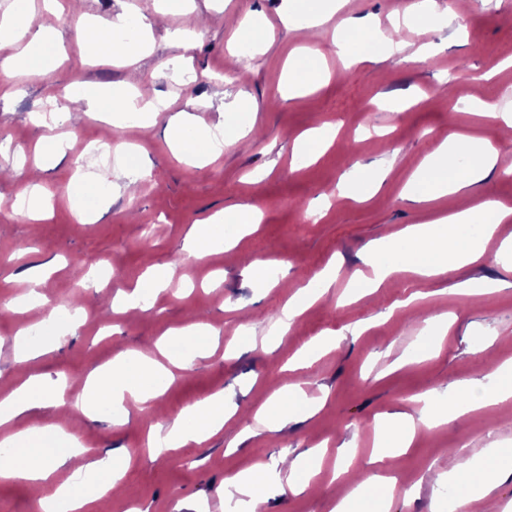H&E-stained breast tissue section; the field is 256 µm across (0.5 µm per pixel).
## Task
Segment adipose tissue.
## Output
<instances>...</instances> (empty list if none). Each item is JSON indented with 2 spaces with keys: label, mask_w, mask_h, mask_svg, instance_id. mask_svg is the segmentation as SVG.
Wrapping results in <instances>:
<instances>
[{
  "label": "adipose tissue",
  "mask_w": 512,
  "mask_h": 512,
  "mask_svg": "<svg viewBox=\"0 0 512 512\" xmlns=\"http://www.w3.org/2000/svg\"><path fill=\"white\" fill-rule=\"evenodd\" d=\"M48 19L35 22L28 0H12L0 14V47L19 46L9 56L7 65L16 71L53 64L60 48L58 31L52 24L54 7H47ZM325 55L320 48L310 47L290 55L279 89L285 98L293 99L323 84L328 79ZM165 101L144 97L117 86L101 88L92 84L73 85L63 103L53 104L40 123L59 122L72 113H108L112 116L150 115L166 111ZM168 135L178 155L200 165L235 145V138L217 140L210 130L187 121H173ZM499 151L490 143L450 131L426 158L414 176L408 193L415 201L454 199L448 214L431 224L408 227L396 239L386 238L367 245L362 254L367 276L355 280L358 288L375 290L390 274L401 267H411L428 275H443L456 269L484 262L486 245L499 225L512 221V208L487 200L472 206L461 202L463 190L481 182L493 170ZM261 212L254 206L228 209L194 225L188 242L189 251L204 258L224 248L228 224L243 227L260 223ZM216 327L208 323H192L169 332L160 348L166 357L158 362L150 355L138 353L115 358L111 366L93 372L84 387L82 399L75 408L91 415L108 407L126 414L129 405L144 406L154 402L174 382L175 370H186L196 358L206 356L218 336ZM486 382L460 380L451 389L430 391L423 399L418 416L409 415L382 422L377 430L378 447L375 462L395 459L413 442L417 425L433 426L451 420L469 419L477 410L512 400V365L488 364ZM60 381L47 376L31 375L6 397L0 399V425L6 432L0 436V447L11 450L8 466L0 468V478L47 481L75 453L63 427L40 430L15 428V421L46 398H61ZM317 408L308 400L300 384L277 389L260 409V422L270 431L279 430L298 412L311 413ZM234 413L223 394L204 397L174 418L151 428L148 443L153 457L170 451L200 447L221 432L225 421ZM503 449L486 452L483 469L471 461L452 464L447 482L461 488L466 498L481 496L485 490L484 473L494 472L503 461ZM280 460H272L248 471L233 474L224 482V495L233 499L236 512H263L269 499L297 496L309 491L319 465L318 452L296 458L288 474H281ZM126 461L109 454L98 458L76 473L74 484H61L55 495L69 496L74 512H86L88 506L101 499L124 477ZM392 485L379 474L361 476L340 498L332 512H388Z\"/></svg>",
  "instance_id": "adipose-tissue-1"
}]
</instances>
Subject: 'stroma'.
<instances>
[{
	"label": "stroma",
	"instance_id": "obj_1",
	"mask_svg": "<svg viewBox=\"0 0 512 512\" xmlns=\"http://www.w3.org/2000/svg\"><path fill=\"white\" fill-rule=\"evenodd\" d=\"M280 0H189L185 8L160 19L147 34L149 46L135 63L85 60V34L96 22L119 15L152 16L156 0H63L57 21L61 62L36 71L0 68V393L31 374L67 382L66 399L82 392L85 378L126 351H155L164 332L188 323L219 328L210 356L179 372L160 399L173 415L200 398L222 392L237 411L205 448H183L151 458L148 425L130 409L125 423L104 412L75 423L72 435L97 453L126 455L129 468L118 491L93 504L91 512H179L194 503L198 512H215L224 500V479L278 457L295 458L322 448L326 457L313 492L286 501L270 500L267 512H331L342 485L334 477L336 450L355 449L358 472L374 470L370 461L377 420L415 414L427 391L458 380L480 378L481 349L490 346L497 362H512V271L494 259L434 278L410 270L396 272L376 293H351L349 279L362 268L359 255L370 242L413 224L447 214L445 200H410L404 186L423 159L443 140L449 126L495 145L496 168L470 189L474 201L492 197L512 205V140L501 120L468 109L480 99L512 108V0H436V26L404 32L402 54L379 56L344 67L333 38L352 19L389 22L414 11L411 0H335L336 11L315 32L282 23ZM252 15L267 33L261 53L230 55L234 19ZM199 27L189 51L169 31ZM313 43L326 54L334 78L315 92L283 99L278 92L282 66L296 46ZM435 43L433 56L414 61L418 46ZM183 58L191 82L176 78L174 62ZM134 84L141 93L164 99L169 109L154 122L110 124L73 113L61 126L36 124L51 99L63 98L71 84ZM248 98L256 109V132L225 149L204 166H190L169 144L166 128L181 113L194 115L211 132L225 128L224 104ZM403 98L399 112L377 111L376 98ZM335 125L339 132L315 162L294 161L296 137L311 128ZM53 138L64 155L41 154ZM134 146L146 174L136 195L124 189L123 168L88 156L89 143ZM381 170L387 177L379 193L357 201L341 196L340 185L353 166ZM263 172L260 181L252 175ZM106 178L93 221L79 222L74 210L82 198L68 188L82 176ZM38 178L48 200L46 219L32 221L11 204ZM239 205L263 213L258 229L235 245L197 258L186 247L196 221ZM276 267L282 285L255 287L246 276L254 259ZM159 265L169 266L168 290L151 296L142 311L116 312L112 300ZM335 269L328 292L281 329L282 310L296 289ZM46 281L45 304L10 311L11 300L28 292L33 272ZM501 282L486 296V282ZM469 283L473 295L456 292ZM77 310L82 324L64 335L45 326L39 337L46 351L20 364L15 334L22 325L42 324L45 315ZM444 314L448 331L440 350L416 355L429 340L427 317ZM251 323L254 346H237L242 323ZM336 345L307 369L285 371L289 359L323 335ZM271 350H264V341ZM302 382L307 398L321 401L318 412L291 419L277 431L258 425L256 412L274 389ZM512 449V402L477 411L464 424L418 426L407 452L388 473L396 493L390 512H430L432 502L454 501L443 476L448 458H479L485 446Z\"/></svg>",
	"mask_w": 512,
	"mask_h": 512
}]
</instances>
